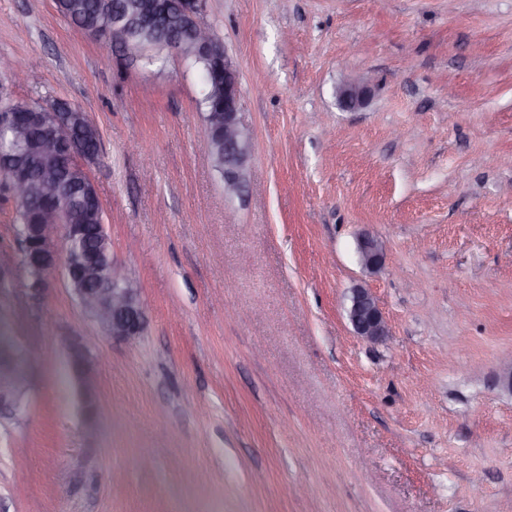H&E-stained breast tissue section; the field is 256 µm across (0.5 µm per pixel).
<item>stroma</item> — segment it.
I'll list each match as a JSON object with an SVG mask.
<instances>
[{"mask_svg":"<svg viewBox=\"0 0 512 512\" xmlns=\"http://www.w3.org/2000/svg\"><path fill=\"white\" fill-rule=\"evenodd\" d=\"M202 19L253 137L232 197L199 69L74 39L55 0H0V99H61L98 126L88 172L148 316L112 341L62 272L39 314L23 272L0 285L31 375L23 423L0 425V512H501L512 0H205ZM367 72V105L341 109L337 86ZM363 233L385 245L374 273ZM358 285L383 341L348 320ZM69 335L96 340L91 428Z\"/></svg>","mask_w":512,"mask_h":512,"instance_id":"1","label":"stroma"}]
</instances>
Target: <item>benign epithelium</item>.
Returning a JSON list of instances; mask_svg holds the SVG:
<instances>
[{"mask_svg":"<svg viewBox=\"0 0 512 512\" xmlns=\"http://www.w3.org/2000/svg\"><path fill=\"white\" fill-rule=\"evenodd\" d=\"M205 0H180L178 8L187 19L184 28L169 34L161 50L173 51L183 57L188 53L200 55L212 64L214 78L223 80V107L208 113L207 129L216 130L224 141V194L234 195L242 187L243 170L252 151V136L241 123L242 100L239 75L229 58L225 47L215 41L208 26L202 21ZM138 23L152 28L159 27L158 0H145L138 15ZM76 33L91 30L104 39L121 45L130 58L139 56L137 48L126 41L117 25L107 27L97 24L88 28V22L74 26ZM373 80L369 77L349 81L337 88L339 105L346 110H354L366 104ZM0 127L14 134L19 146L15 153L0 158V166L16 171L12 176L10 189L14 197L29 200L32 198L57 199L61 195V185L57 181H32L23 165L24 157L31 145L30 131L40 130L37 146L41 153L51 159L68 164H81L92 160L95 155L87 150L91 132L78 120L66 116L60 120L47 121L40 112H1ZM79 206L71 203L66 211L57 208L42 214L41 223L25 224L17 234L21 242L19 266L24 274H29V266H40L46 277L40 283L29 280L27 306L31 310H41L43 299L48 291V276L57 269L64 271L68 289L81 310L95 323L112 327V340L132 341L144 334L147 327L146 308L141 300L140 290L132 287L131 281L111 261V272L94 284L83 283L85 265L91 263L86 258L77 263L64 257L62 242L69 240L79 231L81 225L65 221L62 215L76 217ZM358 256L361 266L370 271H378L384 264L385 247L373 236H364L358 242ZM348 318L355 333L363 339L374 341L386 335L388 324L374 295L366 288L352 290ZM62 345L67 353L74 381L81 394L87 424L93 423L96 404L95 379L92 363L95 356L92 340L79 336H66ZM28 359L8 329L0 330V414L7 421L19 424L26 412L29 392Z\"/></svg>","mask_w":512,"mask_h":512,"instance_id":"benign-epithelium-1","label":"benign epithelium"}]
</instances>
